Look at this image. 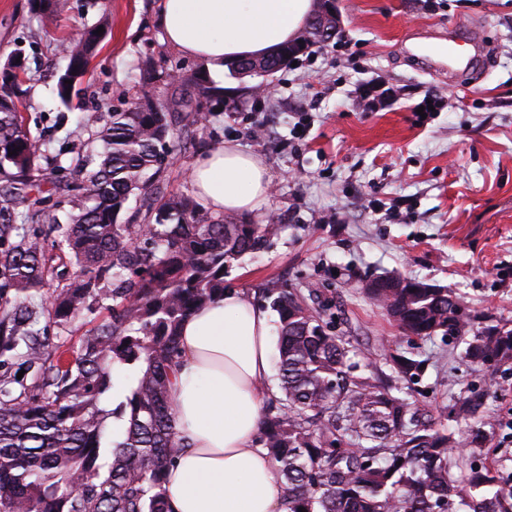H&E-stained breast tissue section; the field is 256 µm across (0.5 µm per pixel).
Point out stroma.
<instances>
[{"label": "stroma", "mask_w": 512, "mask_h": 512, "mask_svg": "<svg viewBox=\"0 0 512 512\" xmlns=\"http://www.w3.org/2000/svg\"><path fill=\"white\" fill-rule=\"evenodd\" d=\"M335 39L300 55L267 81L269 98L241 101L189 126L190 140L169 154V191L193 193L191 172L212 146L234 141L264 161L269 201L241 214L248 224L276 216L283 226L266 249L244 255L224 273L225 288L257 293L278 283L329 301L337 333L356 338L385 367L390 353L426 359L415 387L419 408L452 405L486 387L454 338L403 337L372 301L367 277L399 273L455 289L479 319L512 320V0H336ZM107 16L85 83L86 106L125 108L148 60H165L190 78L198 60L163 41L156 0H66L64 12L39 23L30 0H0V63L22 54L29 67L23 103L35 137H50L62 166L70 141L92 130L76 118L60 123L54 70L65 62L55 42ZM475 29L488 46L474 77L448 80L404 52L415 33ZM381 76L404 95L377 112L359 111L355 83ZM449 106L418 121L425 93ZM496 436L480 465L512 478V372L490 387Z\"/></svg>", "instance_id": "obj_1"}]
</instances>
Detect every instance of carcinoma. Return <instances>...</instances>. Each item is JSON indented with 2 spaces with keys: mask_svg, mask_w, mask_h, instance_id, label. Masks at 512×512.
Masks as SVG:
<instances>
[{
  "mask_svg": "<svg viewBox=\"0 0 512 512\" xmlns=\"http://www.w3.org/2000/svg\"><path fill=\"white\" fill-rule=\"evenodd\" d=\"M64 7L31 0L40 22ZM323 9L317 0L310 46L314 24L336 32ZM100 25L55 47L68 60L56 75L68 110L78 108L98 47L88 33ZM285 51L227 68L257 80L288 65ZM164 71L149 63L127 107L108 113L92 142L73 146L79 194L64 223L41 197L43 183L59 182L43 173L52 146L31 137L11 106L25 97V80L0 83V512H169L180 324L224 294L230 263L265 249L280 230L211 215L193 196L167 190L174 116L152 92ZM191 87L182 100L190 110L202 101L213 112L237 107L203 68ZM132 196L148 223L118 222ZM48 241L71 271L57 270ZM366 290L404 335L461 338L463 358L488 385L512 369V320L475 327L453 290L402 275L372 278ZM260 298L279 317V382L259 443L283 476L288 512H512V487L475 465L494 436L484 395L422 411L409 389L423 361L396 354L386 375L336 334L327 303L286 288H263ZM77 321L91 328L51 332ZM120 380L128 393L114 406ZM450 418L471 422L467 436H456Z\"/></svg>",
  "mask_w": 512,
  "mask_h": 512,
  "instance_id": "obj_1",
  "label": "carcinoma"
}]
</instances>
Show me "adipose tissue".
Wrapping results in <instances>:
<instances>
[{
    "label": "adipose tissue",
    "mask_w": 512,
    "mask_h": 512,
    "mask_svg": "<svg viewBox=\"0 0 512 512\" xmlns=\"http://www.w3.org/2000/svg\"><path fill=\"white\" fill-rule=\"evenodd\" d=\"M165 42L223 74L295 38L312 0H159ZM196 194L214 212L263 208V160L227 142L194 166ZM270 316L245 291L224 295L181 328L170 392L178 453L167 469L170 512H288L282 477L258 442L270 373Z\"/></svg>",
    "instance_id": "obj_1"
}]
</instances>
